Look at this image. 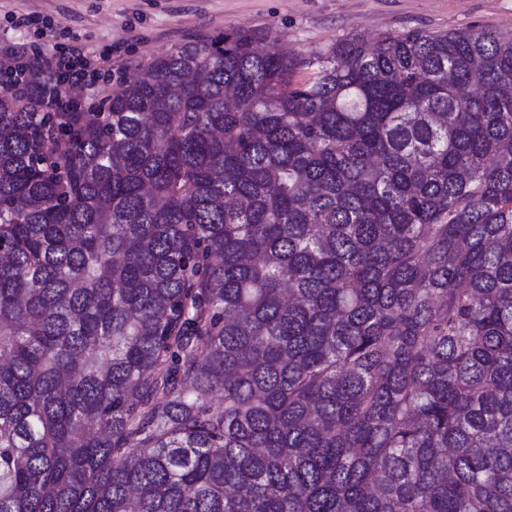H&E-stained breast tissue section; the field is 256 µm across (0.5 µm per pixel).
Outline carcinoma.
Instances as JSON below:
<instances>
[{
    "label": "carcinoma",
    "instance_id": "cac0c4a2",
    "mask_svg": "<svg viewBox=\"0 0 512 512\" xmlns=\"http://www.w3.org/2000/svg\"><path fill=\"white\" fill-rule=\"evenodd\" d=\"M49 70L0 82V512H512V35Z\"/></svg>",
    "mask_w": 512,
    "mask_h": 512
}]
</instances>
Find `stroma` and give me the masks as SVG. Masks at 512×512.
Wrapping results in <instances>:
<instances>
[{
  "label": "stroma",
  "instance_id": "1",
  "mask_svg": "<svg viewBox=\"0 0 512 512\" xmlns=\"http://www.w3.org/2000/svg\"><path fill=\"white\" fill-rule=\"evenodd\" d=\"M237 28L268 34L292 53L413 29L507 35L512 0H0V67L22 55L53 64L58 43L88 57L108 46L107 100L137 65L191 37Z\"/></svg>",
  "mask_w": 512,
  "mask_h": 512
}]
</instances>
